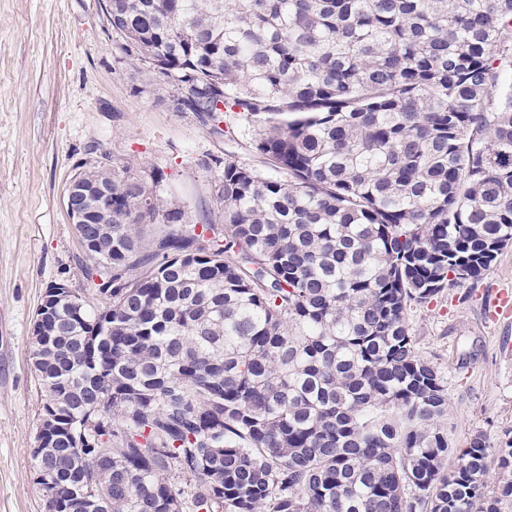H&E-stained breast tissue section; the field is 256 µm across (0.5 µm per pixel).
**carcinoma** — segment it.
Returning <instances> with one entry per match:
<instances>
[{"instance_id":"obj_1","label":"carcinoma","mask_w":512,"mask_h":512,"mask_svg":"<svg viewBox=\"0 0 512 512\" xmlns=\"http://www.w3.org/2000/svg\"><path fill=\"white\" fill-rule=\"evenodd\" d=\"M112 30L276 175L224 161L211 238L160 175H78L112 189L81 267L112 293L31 337L49 512H502L512 440L452 446L406 311L512 243V0H112Z\"/></svg>"}]
</instances>
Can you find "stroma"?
Here are the masks:
<instances>
[{
  "mask_svg": "<svg viewBox=\"0 0 512 512\" xmlns=\"http://www.w3.org/2000/svg\"><path fill=\"white\" fill-rule=\"evenodd\" d=\"M174 95L167 77L126 54L103 0H0V512H46L30 454L44 402L30 360L35 311L55 282L92 293L65 207L69 181L94 165L160 174L187 223L202 225L222 221L223 161L271 173L239 115L182 111ZM501 288L512 289V245L479 280L407 309L417 354L448 380L458 448L478 433L512 438V317L487 311Z\"/></svg>",
  "mask_w": 512,
  "mask_h": 512,
  "instance_id": "35a3bbf8",
  "label": "stroma"
}]
</instances>
